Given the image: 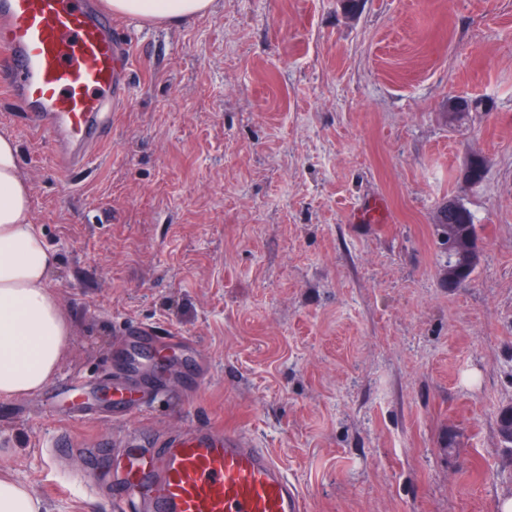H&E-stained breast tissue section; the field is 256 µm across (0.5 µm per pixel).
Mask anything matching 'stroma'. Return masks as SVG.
I'll return each instance as SVG.
<instances>
[{"instance_id":"stroma-1","label":"stroma","mask_w":512,"mask_h":512,"mask_svg":"<svg viewBox=\"0 0 512 512\" xmlns=\"http://www.w3.org/2000/svg\"><path fill=\"white\" fill-rule=\"evenodd\" d=\"M213 0L178 25L135 21L131 94L75 176L0 93L58 255L50 286L72 319L53 379L99 389L128 322L195 347L130 417L38 390L0 399V471L46 512H134L59 494L85 464L53 445L157 438L208 425L271 449L305 512H499L512 450V0ZM477 107L449 124L443 107ZM486 161L466 180L471 157ZM481 224L472 279L443 287L438 206ZM200 369L191 390L186 370Z\"/></svg>"}]
</instances>
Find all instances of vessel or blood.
Listing matches in <instances>:
<instances>
[{
	"label": "vessel or blood",
	"instance_id": "vessel-or-blood-1",
	"mask_svg": "<svg viewBox=\"0 0 512 512\" xmlns=\"http://www.w3.org/2000/svg\"><path fill=\"white\" fill-rule=\"evenodd\" d=\"M101 0H0V92L26 109V125L51 143L60 169L75 172L111 134L113 101L124 98L128 48ZM191 337L127 326L115 353L129 371L163 367V351ZM112 412L140 407L139 391L112 382ZM141 499L145 512H303L296 484L244 434L192 425L152 455L127 457L113 500Z\"/></svg>",
	"mask_w": 512,
	"mask_h": 512
}]
</instances>
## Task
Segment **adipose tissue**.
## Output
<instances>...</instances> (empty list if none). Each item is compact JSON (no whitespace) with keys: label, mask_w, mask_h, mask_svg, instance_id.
I'll list each match as a JSON object with an SVG mask.
<instances>
[{"label":"adipose tissue","mask_w":512,"mask_h":512,"mask_svg":"<svg viewBox=\"0 0 512 512\" xmlns=\"http://www.w3.org/2000/svg\"><path fill=\"white\" fill-rule=\"evenodd\" d=\"M213 0H108L113 15L176 25L205 15ZM32 187L16 140L0 134V397L47 385L69 344L72 324L49 283L54 250L33 222Z\"/></svg>","instance_id":"obj_1"}]
</instances>
